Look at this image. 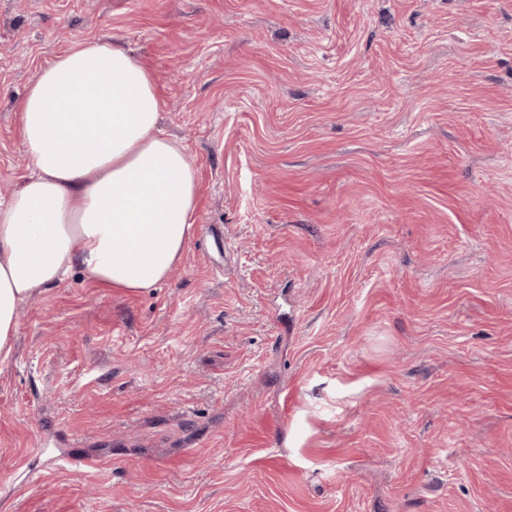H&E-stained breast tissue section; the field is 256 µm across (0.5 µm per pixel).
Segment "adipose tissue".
<instances>
[{
  "label": "adipose tissue",
  "instance_id": "adipose-tissue-1",
  "mask_svg": "<svg viewBox=\"0 0 512 512\" xmlns=\"http://www.w3.org/2000/svg\"><path fill=\"white\" fill-rule=\"evenodd\" d=\"M164 102L116 37L77 43L42 67L17 103L28 173L0 204V358L17 309L81 267L139 293L168 279L190 241L197 169L157 132Z\"/></svg>",
  "mask_w": 512,
  "mask_h": 512
}]
</instances>
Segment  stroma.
Listing matches in <instances>:
<instances>
[{"label": "stroma", "mask_w": 512, "mask_h": 512, "mask_svg": "<svg viewBox=\"0 0 512 512\" xmlns=\"http://www.w3.org/2000/svg\"><path fill=\"white\" fill-rule=\"evenodd\" d=\"M104 35L195 232L21 306L0 512H512V0H0L1 202L18 100Z\"/></svg>", "instance_id": "1"}]
</instances>
